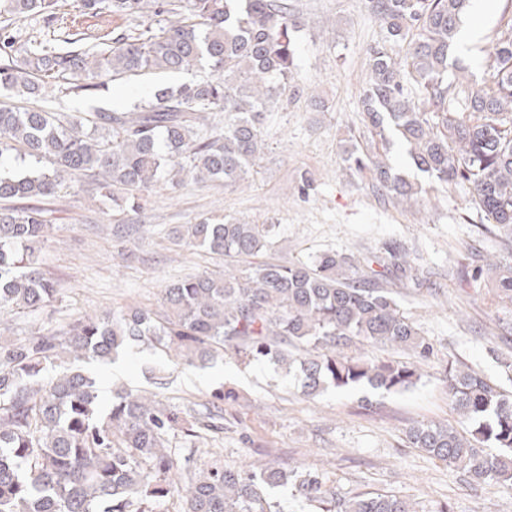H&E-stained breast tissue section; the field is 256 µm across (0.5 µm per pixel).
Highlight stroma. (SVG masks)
<instances>
[{"mask_svg":"<svg viewBox=\"0 0 512 512\" xmlns=\"http://www.w3.org/2000/svg\"><path fill=\"white\" fill-rule=\"evenodd\" d=\"M293 4L308 21L298 34L294 74L302 96L285 109L271 106L265 145L248 174L234 184L189 181L175 188L159 182L127 233L119 226L130 218L101 197L91 178L69 175L67 194L39 203L51 226L42 266L57 280L59 294L40 313H0V336L15 342L59 336L88 314L129 306L159 309L167 282L223 269L222 260L169 237L171 225L206 215L278 225L271 255L281 262L305 261L327 250L381 256L387 246H400L412 271L389 286L431 345L420 362L421 379L406 391L330 387L309 399L300 382L277 365L248 364L231 355L214 364L220 379L201 384L196 367L138 344L122 355L121 381L178 410L210 405L217 389L231 391L215 430L195 438L170 432L183 480L194 479L207 461L234 468L258 460L319 472L341 498L379 492L408 500L416 512H512V492L469 483L454 467L409 447L405 438L406 428L418 421L463 429L448 403V362L505 380L497 357L512 355V335L502 328L512 321V305L495 300L493 279L469 278L477 256L491 247L479 229L480 215L461 187L439 188L425 205L405 208L376 194L368 177L347 169L350 139L365 134L357 102L369 78L367 49L382 40L383 31L362 0ZM503 6L504 0H491L478 21L477 39L456 49L479 86L488 78L486 52ZM156 81L153 75L107 79L90 96L56 89L48 105L62 112L117 107L149 98ZM303 172L313 179L304 194L298 191Z\"/></svg>","mask_w":512,"mask_h":512,"instance_id":"1","label":"stroma"}]
</instances>
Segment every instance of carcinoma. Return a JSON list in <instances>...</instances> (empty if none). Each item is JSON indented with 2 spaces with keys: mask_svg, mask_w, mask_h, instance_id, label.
Returning a JSON list of instances; mask_svg holds the SVG:
<instances>
[{
  "mask_svg": "<svg viewBox=\"0 0 512 512\" xmlns=\"http://www.w3.org/2000/svg\"><path fill=\"white\" fill-rule=\"evenodd\" d=\"M365 2L386 36L367 50L370 77L359 96L367 140L351 145L348 168L370 175L391 200L418 203L422 188L386 158L394 136L430 183L466 188L493 243L471 278L492 275L497 299L512 302V19L496 31L489 78L475 89L467 67L452 59L470 0ZM79 15L126 26L109 44L84 32L61 45L21 35L37 17L56 31L76 27ZM304 26L290 0H0V89L23 102L0 103V200L55 197L68 189L65 174L88 171L125 214L138 212L161 179L240 180L264 145L269 101L290 104L299 95L291 77ZM395 45L406 46L400 60ZM196 68L211 76L161 81L123 111L44 106L57 85L89 92L104 77ZM50 228L37 207L0 208L1 312H40L55 300L58 283L40 262ZM170 235L224 257V273L170 282L159 312L127 308L83 317L62 336L0 342V512H153L175 496L183 512H281L266 488L283 485L322 512H417L383 494L338 498L316 472L259 461L233 469L209 462L183 483L166 435L179 426L193 437L202 420L128 389L105 400L78 368L48 374L65 356L110 361L142 342L200 366L228 350L245 363L273 360L300 370L311 397L328 386L402 392L420 380L412 363L343 354L355 339L430 353L386 285L410 269L398 248H387L390 265L376 270V257L333 251L254 261L277 235L275 224L205 217ZM446 384L469 430L419 422L406 432L409 444L474 483L512 490V390L453 363Z\"/></svg>",
  "mask_w": 512,
  "mask_h": 512,
  "instance_id": "obj_1",
  "label": "carcinoma"
}]
</instances>
